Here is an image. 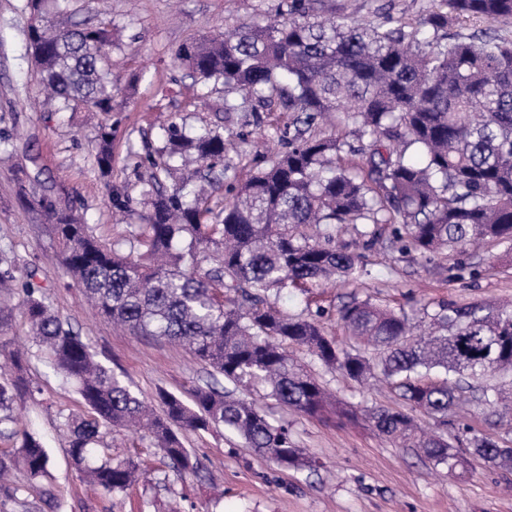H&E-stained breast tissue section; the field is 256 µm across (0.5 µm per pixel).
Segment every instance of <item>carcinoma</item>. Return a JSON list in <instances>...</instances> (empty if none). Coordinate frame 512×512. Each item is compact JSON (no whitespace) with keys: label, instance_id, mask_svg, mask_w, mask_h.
Returning a JSON list of instances; mask_svg holds the SVG:
<instances>
[{"label":"carcinoma","instance_id":"carcinoma-1","mask_svg":"<svg viewBox=\"0 0 512 512\" xmlns=\"http://www.w3.org/2000/svg\"><path fill=\"white\" fill-rule=\"evenodd\" d=\"M27 0L40 26L28 27L27 47L40 84L61 109L107 116L99 126L94 161L112 166V30L65 21V0ZM417 24H358L316 0H281L276 17L183 43L175 62L196 81L231 85L244 97L278 100L297 113L288 150L233 191L219 211L211 194L182 179L163 181L177 161L194 158L196 172L214 188L223 175L224 133L202 124L191 132L175 120L164 127L168 159L149 161L141 194L148 208L138 255H120L82 218L63 211L21 182L18 194L40 209L63 245V266L98 312L137 336L184 343L212 368V380L189 399L166 390L155 403L139 397L96 359L72 325L57 315L33 284L0 274V288H19L32 341L49 366L77 386L89 409L67 424L69 453L78 472L106 494L138 478V463L115 459L99 447L107 429L145 430L163 458L181 473L196 472L182 432L224 428L284 468L311 466L288 427L253 400L236 395L258 387L277 404L304 416L322 414L329 395L307 367L288 354L301 348L347 378L381 376L409 410L379 405L367 410L374 427L402 448H417L453 472L467 452L512 468V449L483 434L460 448L443 433L423 429L413 412L448 425L459 399L489 372L509 379L478 387L479 399L512 412V313L490 304L440 306L425 336L409 319L369 302L340 310L346 343L327 336L315 319L283 314L271 290L339 280L358 257L310 235L312 226H357L384 211L389 241L422 255L462 252L477 241L512 245V0H438ZM466 21L486 29L451 31ZM333 112L344 114L349 134L364 143L366 167L339 164L344 142L311 133ZM190 237L186 252L174 243ZM209 268L201 270L200 264ZM226 288V300L217 290ZM233 385L228 390L219 378ZM25 387L20 376L0 375V409ZM42 442L23 435L15 456L0 459V480L14 468L28 479L48 474Z\"/></svg>","mask_w":512,"mask_h":512}]
</instances>
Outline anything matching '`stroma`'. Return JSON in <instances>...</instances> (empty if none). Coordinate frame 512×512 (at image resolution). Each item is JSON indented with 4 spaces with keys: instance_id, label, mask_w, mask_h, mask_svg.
Segmentation results:
<instances>
[{
    "instance_id": "stroma-1",
    "label": "stroma",
    "mask_w": 512,
    "mask_h": 512,
    "mask_svg": "<svg viewBox=\"0 0 512 512\" xmlns=\"http://www.w3.org/2000/svg\"><path fill=\"white\" fill-rule=\"evenodd\" d=\"M337 14L358 22L408 20L428 13L434 0H327ZM280 0H68L73 21L94 18L111 24L116 47L112 80L119 89L112 114V170L101 176L91 158L102 120L92 112H55L33 71L26 50L29 12L25 0H0V271L37 279L53 309L71 322L97 359L122 375L140 396L158 389L183 394L210 377L187 346L134 336L113 325L75 288L58 263L60 246L38 211L17 195L18 182L34 183L59 205L80 199L79 210L96 235L121 252L143 222L140 189L147 153L165 146L164 128L176 120L207 123L224 131V186L212 195L221 208L227 187L243 184L288 146L290 112H270L254 104L224 109V94L183 77L176 50L192 38L231 33L240 26L273 18ZM118 193L125 207L110 205ZM334 243L360 254L362 263L336 284L288 288L270 300L285 313L318 319L325 332L343 338L339 311L353 301L407 313L424 328L440 303L512 304V246L486 243L465 252L430 258L402 252L390 243L367 247L355 231H338ZM20 290L0 292V303L14 307L0 328V347L26 351L22 375L30 391L14 399L7 433L0 434V458L14 453L24 432L38 434L49 453L48 475L34 483L15 471L16 494L0 492V512H50V495L62 499L61 512H512V469L471 458L456 472L433 465L416 449L387 440L364 416L349 420L328 409L319 416L296 414L271 399L263 409L287 424L298 448L314 461L311 469H284L248 448L239 437L217 429L186 434L184 443L199 463L184 475L160 462L151 441L131 429L105 436L115 456H133L150 472L126 492L112 496L80 481L69 455L65 418L85 413L75 386L53 373L33 346L19 307ZM294 357L309 366L339 404L358 407L405 403L322 366L302 350ZM451 416L449 436L466 429L512 448V419L481 403L471 390Z\"/></svg>"
}]
</instances>
